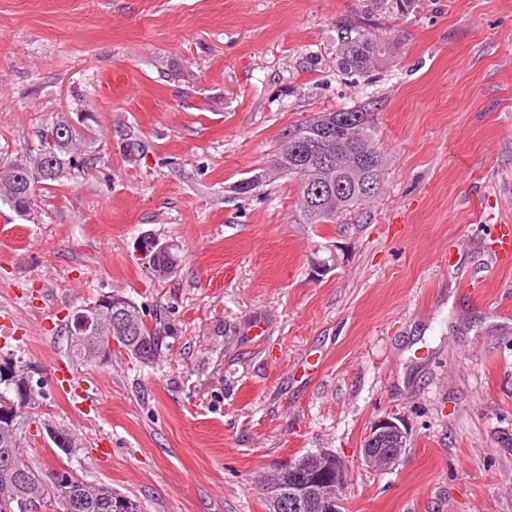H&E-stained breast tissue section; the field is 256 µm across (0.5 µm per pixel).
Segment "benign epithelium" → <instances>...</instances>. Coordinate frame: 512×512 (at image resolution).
Listing matches in <instances>:
<instances>
[{"label":"benign epithelium","instance_id":"obj_1","mask_svg":"<svg viewBox=\"0 0 512 512\" xmlns=\"http://www.w3.org/2000/svg\"><path fill=\"white\" fill-rule=\"evenodd\" d=\"M340 262L339 254L333 251L326 260L313 261L311 272L317 277H322L337 268ZM408 439L409 432L403 419L396 414H387L370 427L360 448V460L366 467L374 470H392L407 451ZM343 485L344 478L336 477V486L325 502L327 512H342L340 492ZM288 495L305 505L317 502L312 482L306 480L289 488Z\"/></svg>","mask_w":512,"mask_h":512}]
</instances>
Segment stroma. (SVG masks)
<instances>
[{
	"mask_svg": "<svg viewBox=\"0 0 512 512\" xmlns=\"http://www.w3.org/2000/svg\"><path fill=\"white\" fill-rule=\"evenodd\" d=\"M350 25L395 43L394 63L339 69ZM354 106L387 159L371 200L296 224L298 179L239 197L290 128ZM61 119L93 163L40 185L32 215L0 209V360L40 389L34 466L143 512H264L259 474L327 448L349 471L342 512H512V268L495 257L512 0H0V161ZM146 232L179 244L177 278L152 275ZM322 246L342 262L317 279ZM113 293L166 311L159 357L79 365L78 405L59 330ZM388 413L410 445L378 472L359 448ZM58 369L62 373L64 393L72 400L84 399L83 393L87 391L84 378L64 362L58 364Z\"/></svg>",
	"mask_w": 512,
	"mask_h": 512,
	"instance_id": "1",
	"label": "stroma"
}]
</instances>
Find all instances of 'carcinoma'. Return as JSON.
<instances>
[{"label":"carcinoma","instance_id":"1","mask_svg":"<svg viewBox=\"0 0 512 512\" xmlns=\"http://www.w3.org/2000/svg\"><path fill=\"white\" fill-rule=\"evenodd\" d=\"M396 55V44L384 42L357 26L341 31L336 49L338 66L345 72L371 76L390 64ZM90 158L78 154L73 128L61 120L41 135L40 148L31 159L0 162V205L20 216L31 213L34 184L58 182L80 171ZM386 171V157L376 142L372 114L363 108L327 112L289 130L272 166L246 180L249 190L236 185V193L249 197L265 183L276 178L296 176L301 192L293 223L326 224L336 215L370 200L376 194ZM149 265L159 268L157 278L175 276L182 263L181 249L171 242L166 249L146 254ZM106 304L96 301L97 326L102 336L117 337V344L135 360L153 361L160 344V330L150 327L142 306L119 294L104 297ZM64 333L67 355L73 362L96 359V341ZM0 380V406L16 405L7 418L0 417V512H17L21 503L50 508L59 505L60 512H73L70 502L79 501L78 512H114L117 504L123 512H141L140 502L121 494L107 484H87L68 472L55 473L47 479L29 461H21L22 469L11 466L8 456L15 448L25 447L23 429L29 419L28 410L36 405V391L25 369L16 364ZM286 473L267 482L264 493L265 512H323L293 506L288 497Z\"/></svg>","mask_w":512,"mask_h":512}]
</instances>
